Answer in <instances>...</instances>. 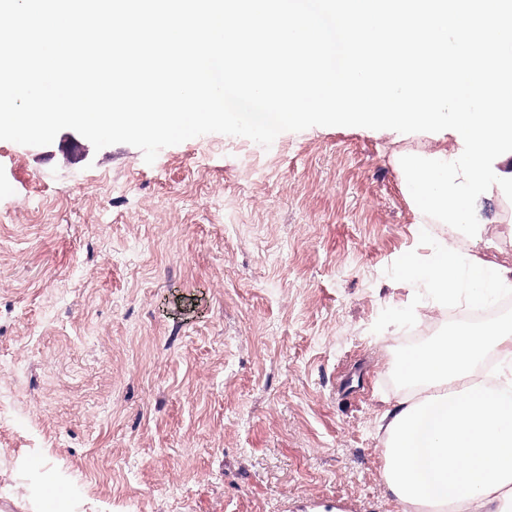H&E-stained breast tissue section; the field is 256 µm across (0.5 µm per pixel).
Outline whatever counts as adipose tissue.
I'll return each instance as SVG.
<instances>
[{"label": "adipose tissue", "mask_w": 512, "mask_h": 512, "mask_svg": "<svg viewBox=\"0 0 512 512\" xmlns=\"http://www.w3.org/2000/svg\"><path fill=\"white\" fill-rule=\"evenodd\" d=\"M402 271L438 309L460 297L479 306L512 287V267L480 265L444 244L429 261L406 258ZM398 371L411 390L384 415V479L404 512H512V320L445 334Z\"/></svg>", "instance_id": "1"}]
</instances>
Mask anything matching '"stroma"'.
Wrapping results in <instances>:
<instances>
[{
  "label": "stroma",
  "mask_w": 512,
  "mask_h": 512,
  "mask_svg": "<svg viewBox=\"0 0 512 512\" xmlns=\"http://www.w3.org/2000/svg\"><path fill=\"white\" fill-rule=\"evenodd\" d=\"M353 127L270 148L201 135L153 164L0 141V498L19 512H401L383 477L397 365L446 332L401 260L494 233L425 224ZM57 498H48L46 485Z\"/></svg>",
  "instance_id": "1"
}]
</instances>
